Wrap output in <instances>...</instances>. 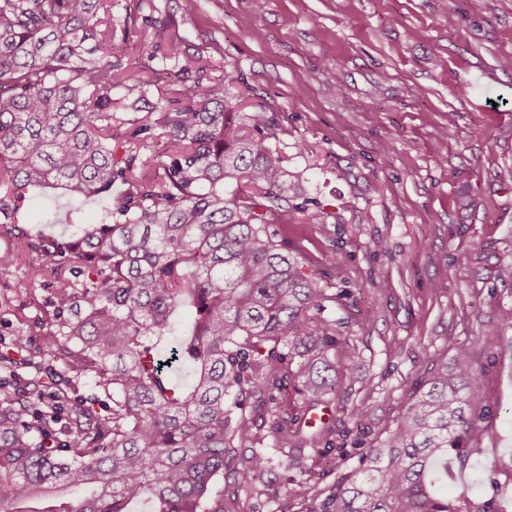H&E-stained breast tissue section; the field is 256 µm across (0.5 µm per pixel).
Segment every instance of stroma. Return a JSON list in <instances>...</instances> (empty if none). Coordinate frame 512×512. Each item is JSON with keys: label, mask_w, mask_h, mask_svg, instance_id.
<instances>
[{"label": "stroma", "mask_w": 512, "mask_h": 512, "mask_svg": "<svg viewBox=\"0 0 512 512\" xmlns=\"http://www.w3.org/2000/svg\"><path fill=\"white\" fill-rule=\"evenodd\" d=\"M183 30L188 51L211 42L247 106L274 110L284 129L274 148L339 217L308 224L286 214L280 237L321 287L351 293L336 400L325 407L335 434L301 453L261 442L271 459L261 477L225 469L226 512H278L295 481L328 489L450 338L482 373L469 398L487 434L448 491L512 512V327L500 318L512 308V281L501 276L512 267V0H486L478 14L468 0H200ZM101 209L35 189L25 227L60 237L97 223ZM31 276L42 287L25 299L16 285ZM51 279L23 251L0 275V357L15 362L0 367V382L51 384L108 414L111 396L57 356ZM359 405L368 412L358 423Z\"/></svg>", "instance_id": "35a3bbf8"}]
</instances>
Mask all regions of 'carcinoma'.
<instances>
[{
  "label": "carcinoma",
  "instance_id": "carcinoma-1",
  "mask_svg": "<svg viewBox=\"0 0 512 512\" xmlns=\"http://www.w3.org/2000/svg\"><path fill=\"white\" fill-rule=\"evenodd\" d=\"M184 42L155 0H0V233L52 269L47 323L66 369L112 395L107 415L74 408L52 448L55 402L0 385L5 512H128L134 501L224 512V469H267L249 408L283 382L299 403L267 410L273 444L290 427L302 447L323 441L301 423L336 399L328 372L348 294L320 287L276 225L332 213L271 147L267 108L233 111L224 74ZM38 188L105 201L100 221L28 233L19 215ZM184 297L195 317L180 334ZM447 348L452 363L431 364L384 436L306 512H493L448 497V450L465 460L487 431L464 394L482 374L468 348L451 337ZM185 366L182 385L172 374Z\"/></svg>",
  "mask_w": 512,
  "mask_h": 512
}]
</instances>
